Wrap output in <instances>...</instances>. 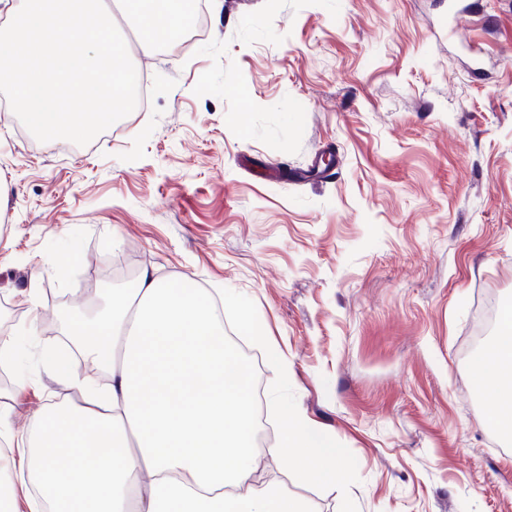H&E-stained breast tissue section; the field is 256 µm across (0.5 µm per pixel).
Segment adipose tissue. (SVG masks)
<instances>
[{
	"label": "adipose tissue",
	"instance_id": "ef3b65f1",
	"mask_svg": "<svg viewBox=\"0 0 512 512\" xmlns=\"http://www.w3.org/2000/svg\"><path fill=\"white\" fill-rule=\"evenodd\" d=\"M124 0L140 48L151 54L159 30H179L175 0L151 11ZM80 356L108 379L105 386L44 364L83 402L48 408L27 433L0 422L11 470L0 512H313L280 486L256 483L251 378L224 343V320L199 291L163 283L142 271L134 286L112 290L94 317L68 323ZM471 366L491 410L487 422L512 434V309L502 333ZM281 450H294L298 477L316 483L344 478L335 441L297 409L280 404ZM231 494H222L224 486Z\"/></svg>",
	"mask_w": 512,
	"mask_h": 512
}]
</instances>
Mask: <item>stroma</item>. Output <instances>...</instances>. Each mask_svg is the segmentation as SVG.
<instances>
[{
	"instance_id": "stroma-1",
	"label": "stroma",
	"mask_w": 512,
	"mask_h": 512,
	"mask_svg": "<svg viewBox=\"0 0 512 512\" xmlns=\"http://www.w3.org/2000/svg\"><path fill=\"white\" fill-rule=\"evenodd\" d=\"M127 48L148 106L111 136L41 142L0 111V334L48 348L106 275L194 281L266 330L242 337L256 482L313 512H512L466 355L487 294L512 303V0H222L189 47ZM0 392L17 431L80 398L15 363ZM280 397L345 449L343 482L278 453Z\"/></svg>"
}]
</instances>
